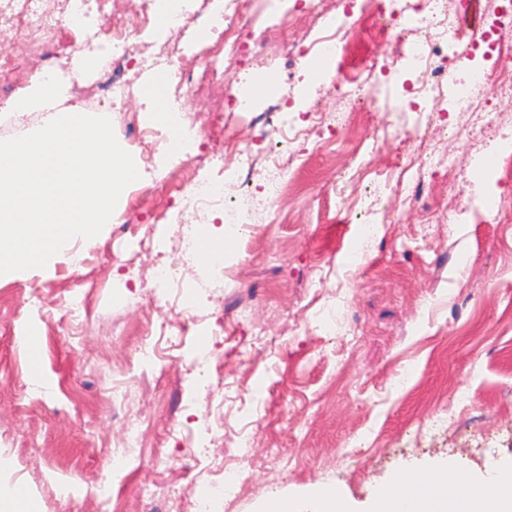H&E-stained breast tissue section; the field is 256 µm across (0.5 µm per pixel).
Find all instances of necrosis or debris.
Listing matches in <instances>:
<instances>
[{"label":"necrosis or debris","mask_w":512,"mask_h":512,"mask_svg":"<svg viewBox=\"0 0 512 512\" xmlns=\"http://www.w3.org/2000/svg\"><path fill=\"white\" fill-rule=\"evenodd\" d=\"M48 0H0V107H6L15 90L29 78L27 60L53 66L62 41L91 54L111 56L113 64L137 62L144 68H181L190 50L183 44L185 21L192 17L196 0H177L174 6L171 37H152L159 0H66L71 26H63V17L51 12ZM308 11L285 10L280 28L304 26L318 29L309 44L290 41L296 58L314 54L334 60L336 74L329 84L331 93L341 95L355 112H367L376 103L375 92L384 81L410 71L420 80L416 98L430 103L444 86L455 89L459 99L469 100L483 83L512 93V0H501L493 20L497 54L490 65L475 66L476 39H464L449 21L447 0H360L358 10H350L348 0H310ZM221 36L203 59L202 74L185 72L181 81L172 83L175 98H195L199 104L197 132L205 134L215 105L206 78L228 72L248 54L259 53L269 34L254 35L246 13V0H205ZM360 24L387 37L391 50L386 55L365 60L359 67L349 64V35ZM328 120L319 108L309 113V124L297 126L282 116L272 128L274 150L266 154V206L277 203L290 171L300 159L295 142L321 128ZM221 177L217 180L192 178L179 183L183 194L182 211L170 214L172 223L184 220L188 210L222 208L224 223L236 236H245L255 223L259 210L249 202L238 201L241 187L253 174L252 153L233 149L217 155Z\"/></svg>","instance_id":"4bbe7bcc"}]
</instances>
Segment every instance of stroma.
I'll list each match as a JSON object with an SVG mask.
<instances>
[{
  "label": "stroma",
  "instance_id": "1",
  "mask_svg": "<svg viewBox=\"0 0 512 512\" xmlns=\"http://www.w3.org/2000/svg\"><path fill=\"white\" fill-rule=\"evenodd\" d=\"M262 59L246 57L230 79L254 86L250 112H218L192 152L199 173L216 174L213 152L250 145L265 167L268 133L296 73L277 72L279 89L258 84ZM153 69L135 90L144 111L193 99L151 96ZM67 107L109 117L122 148L130 141L105 95L69 90ZM329 127L303 143L312 162L299 192L278 202L273 223L252 226L224 253V270L198 260L201 236L220 241L217 213L167 224L158 215L177 199L156 190L180 176L167 147L155 172L121 194L111 224L70 241L55 263L0 275V482L21 486L37 512H142L147 500L187 512L208 498L249 441L251 478L214 501L210 512H265L274 499L329 487L352 512H370L397 474L448 465L472 478L512 465V222L449 223L470 179L494 190L512 215V185H497L489 162L501 151L493 132L435 145L427 113L379 105L357 117L344 99L323 95ZM425 127L423 153L457 157L462 171L438 168L428 212H413L389 189L396 158L413 153L402 133ZM365 162L376 185L327 169ZM404 218L377 227L362 267H354L359 226L353 199ZM79 265H72L73 254ZM179 263L183 290L155 287L133 264ZM196 322L183 326L186 307ZM264 320L257 334L249 320ZM39 323V377L19 341ZM466 394L455 424L439 406ZM139 433L144 455L122 441Z\"/></svg>",
  "mask_w": 512,
  "mask_h": 512
}]
</instances>
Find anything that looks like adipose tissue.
I'll list each match as a JSON object with an SVG mask.
<instances>
[{
    "label": "adipose tissue",
    "mask_w": 512,
    "mask_h": 512,
    "mask_svg": "<svg viewBox=\"0 0 512 512\" xmlns=\"http://www.w3.org/2000/svg\"><path fill=\"white\" fill-rule=\"evenodd\" d=\"M447 473L441 467L411 474L408 483L379 495L372 512H512V466L499 467L496 478L471 483L465 495L454 498L441 485Z\"/></svg>",
    "instance_id": "ef3b65f1"
}]
</instances>
